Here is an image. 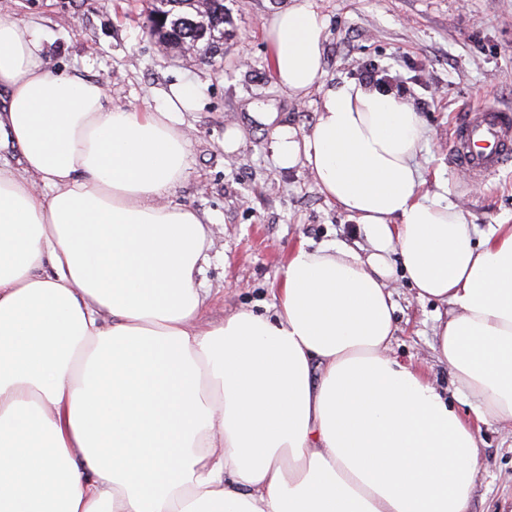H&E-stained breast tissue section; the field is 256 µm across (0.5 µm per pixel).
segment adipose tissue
<instances>
[{
  "label": "adipose tissue",
  "mask_w": 512,
  "mask_h": 512,
  "mask_svg": "<svg viewBox=\"0 0 512 512\" xmlns=\"http://www.w3.org/2000/svg\"><path fill=\"white\" fill-rule=\"evenodd\" d=\"M324 30L312 0L265 28L278 84L322 95L273 149L369 247L298 245L272 315L205 326L187 134L0 13V512H469L478 433L512 424V225L421 194L417 112L327 84ZM399 275L449 306L436 355L469 414L391 354Z\"/></svg>",
  "instance_id": "1"
}]
</instances>
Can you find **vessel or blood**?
<instances>
[{"label": "vessel or blood", "mask_w": 512, "mask_h": 512, "mask_svg": "<svg viewBox=\"0 0 512 512\" xmlns=\"http://www.w3.org/2000/svg\"><path fill=\"white\" fill-rule=\"evenodd\" d=\"M512 162V112L470 107L450 135L448 163L475 180H487Z\"/></svg>", "instance_id": "1"}]
</instances>
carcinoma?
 <instances>
[{"mask_svg": "<svg viewBox=\"0 0 512 512\" xmlns=\"http://www.w3.org/2000/svg\"><path fill=\"white\" fill-rule=\"evenodd\" d=\"M148 8L167 16L171 47L192 46L199 50L197 59L209 62L222 54L224 45V0H205L200 8L197 0H148Z\"/></svg>", "mask_w": 512, "mask_h": 512, "instance_id": "carcinoma-1", "label": "carcinoma"}]
</instances>
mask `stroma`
<instances>
[{
	"mask_svg": "<svg viewBox=\"0 0 512 512\" xmlns=\"http://www.w3.org/2000/svg\"><path fill=\"white\" fill-rule=\"evenodd\" d=\"M292 0H224V57L201 63L161 51L147 33L145 0H7L8 10L34 22L50 65L104 79L114 101L159 112L179 87L195 98L175 114L188 130V175L178 202L204 215L212 231L202 285L204 318L240 310L268 314L289 251L304 243L365 246L363 231L320 190L308 167H279L272 126L308 133L321 104L318 91L297 100L273 76L265 26ZM323 15L326 80L362 81L364 68L389 74L426 130L416 161L424 189L444 188L465 208L477 232L512 224V164L486 184H466L448 166L453 120L477 105L512 109V0H314ZM397 332L391 353L420 363L458 409H465L435 355L447 305L423 300L404 278L391 285ZM481 467L470 512H512V425L482 427Z\"/></svg>",
	"mask_w": 512,
	"mask_h": 512,
	"instance_id": "stroma-1",
	"label": "stroma"
}]
</instances>
